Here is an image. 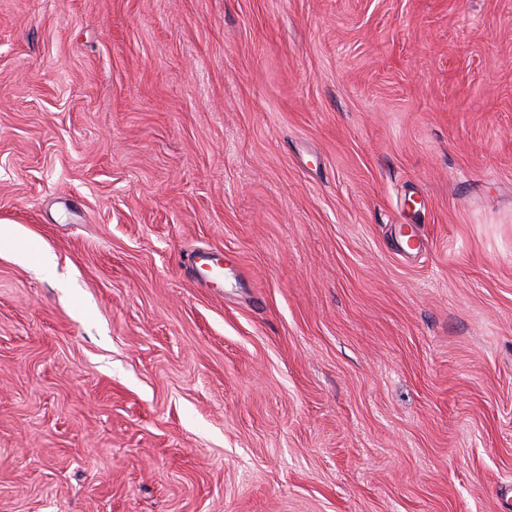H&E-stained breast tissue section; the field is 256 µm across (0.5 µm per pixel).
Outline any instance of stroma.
<instances>
[{
    "mask_svg": "<svg viewBox=\"0 0 512 512\" xmlns=\"http://www.w3.org/2000/svg\"><path fill=\"white\" fill-rule=\"evenodd\" d=\"M2 225L0 512H512V0H0Z\"/></svg>",
    "mask_w": 512,
    "mask_h": 512,
    "instance_id": "35a3bbf8",
    "label": "stroma"
}]
</instances>
